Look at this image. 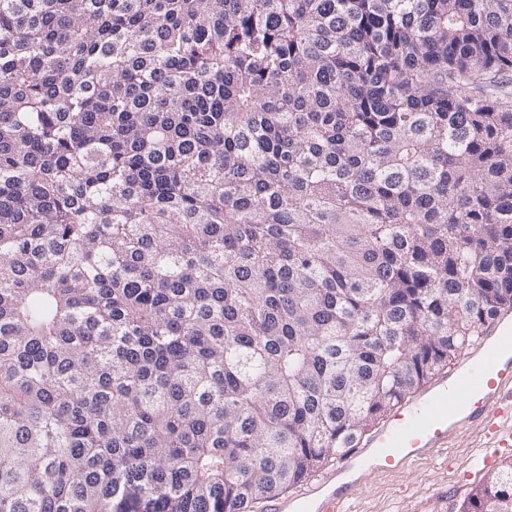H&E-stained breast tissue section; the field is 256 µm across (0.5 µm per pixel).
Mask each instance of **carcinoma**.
<instances>
[{
    "instance_id": "1",
    "label": "carcinoma",
    "mask_w": 512,
    "mask_h": 512,
    "mask_svg": "<svg viewBox=\"0 0 512 512\" xmlns=\"http://www.w3.org/2000/svg\"><path fill=\"white\" fill-rule=\"evenodd\" d=\"M508 307L512 0H0V512H243Z\"/></svg>"
}]
</instances>
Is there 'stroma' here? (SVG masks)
<instances>
[{
	"label": "stroma",
	"instance_id": "35a3bbf8",
	"mask_svg": "<svg viewBox=\"0 0 512 512\" xmlns=\"http://www.w3.org/2000/svg\"><path fill=\"white\" fill-rule=\"evenodd\" d=\"M482 441L475 428H462L443 456L413 462L405 469L372 473L364 488L348 503L347 512H432L435 502L448 503L447 512H459L470 491L496 471L501 457L469 468Z\"/></svg>",
	"mask_w": 512,
	"mask_h": 512
}]
</instances>
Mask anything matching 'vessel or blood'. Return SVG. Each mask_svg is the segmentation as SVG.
<instances>
[{
	"mask_svg": "<svg viewBox=\"0 0 512 512\" xmlns=\"http://www.w3.org/2000/svg\"><path fill=\"white\" fill-rule=\"evenodd\" d=\"M478 426L487 448L512 447V309L498 313L457 369L434 377L414 401L349 449L329 472L260 512H336L378 470L398 471L446 448L459 429Z\"/></svg>",
	"mask_w": 512,
	"mask_h": 512,
	"instance_id": "vessel-or-blood-1",
	"label": "vessel or blood"
}]
</instances>
